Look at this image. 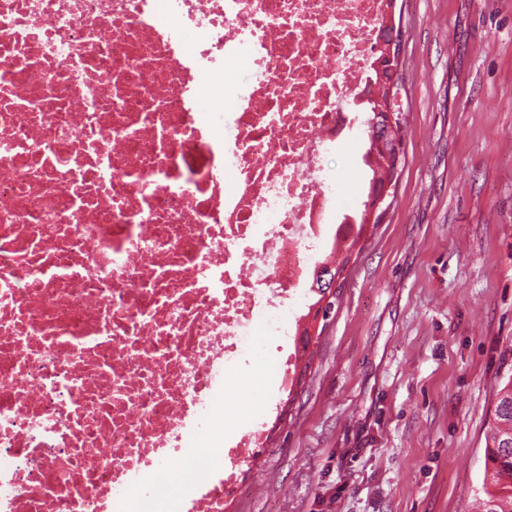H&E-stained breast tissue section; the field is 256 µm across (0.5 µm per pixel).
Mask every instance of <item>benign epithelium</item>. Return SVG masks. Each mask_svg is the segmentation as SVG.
Instances as JSON below:
<instances>
[{"label": "benign epithelium", "instance_id": "obj_1", "mask_svg": "<svg viewBox=\"0 0 512 512\" xmlns=\"http://www.w3.org/2000/svg\"><path fill=\"white\" fill-rule=\"evenodd\" d=\"M400 37L399 28L396 27L394 18H389L384 26L380 36L379 51L381 57L376 65L377 78L369 83L368 92L363 96L364 100L375 101L378 103L377 111L386 113L387 121L382 133L390 134L395 130V105L398 98L399 81V48L398 42ZM391 187L384 184L383 187L375 190L368 202V210L370 214L384 212L388 206V198L390 197ZM341 283V277L334 276L330 279H321V287L325 288L324 298L319 306L321 320L325 321L329 318V314L325 312L327 303L334 297L336 288Z\"/></svg>", "mask_w": 512, "mask_h": 512}]
</instances>
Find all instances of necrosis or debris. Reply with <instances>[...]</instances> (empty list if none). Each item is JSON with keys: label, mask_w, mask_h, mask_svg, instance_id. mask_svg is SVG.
Here are the masks:
<instances>
[{"label": "necrosis or debris", "mask_w": 512, "mask_h": 512, "mask_svg": "<svg viewBox=\"0 0 512 512\" xmlns=\"http://www.w3.org/2000/svg\"><path fill=\"white\" fill-rule=\"evenodd\" d=\"M385 9L0 0V512H224L265 433L225 404L261 350L293 386Z\"/></svg>", "instance_id": "1"}]
</instances>
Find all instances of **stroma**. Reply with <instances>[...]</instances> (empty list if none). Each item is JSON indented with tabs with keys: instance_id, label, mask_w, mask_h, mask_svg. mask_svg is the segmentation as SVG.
Masks as SVG:
<instances>
[{
	"instance_id": "stroma-1",
	"label": "stroma",
	"mask_w": 512,
	"mask_h": 512,
	"mask_svg": "<svg viewBox=\"0 0 512 512\" xmlns=\"http://www.w3.org/2000/svg\"><path fill=\"white\" fill-rule=\"evenodd\" d=\"M401 164L366 225L310 367L240 426L265 444L224 512H473L512 379V0H396ZM357 143L326 159L362 211Z\"/></svg>"
}]
</instances>
